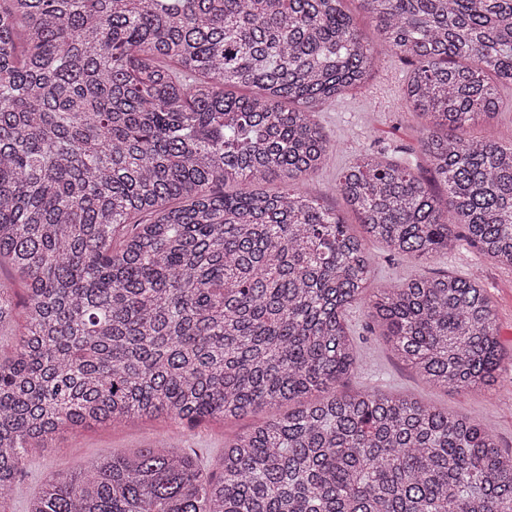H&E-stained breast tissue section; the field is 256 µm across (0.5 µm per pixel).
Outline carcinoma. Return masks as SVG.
I'll return each instance as SVG.
<instances>
[{
    "label": "carcinoma",
    "mask_w": 512,
    "mask_h": 512,
    "mask_svg": "<svg viewBox=\"0 0 512 512\" xmlns=\"http://www.w3.org/2000/svg\"><path fill=\"white\" fill-rule=\"evenodd\" d=\"M413 66L434 180L364 154L300 190L333 145L309 107L365 83L344 0H0V501L31 448L91 423L270 415L224 473L164 445L44 484L28 512H512V452L479 419L373 389L364 302L430 385H489L507 354L481 278L368 293L364 240L428 260L460 236L512 267V143L463 131L512 85V0H360ZM275 193L253 188L270 175ZM246 190L225 191L228 184ZM333 391L323 398L313 393Z\"/></svg>",
    "instance_id": "cac0c4a2"
}]
</instances>
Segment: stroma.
Masks as SVG:
<instances>
[{"label":"stroma","instance_id":"stroma-1","mask_svg":"<svg viewBox=\"0 0 512 512\" xmlns=\"http://www.w3.org/2000/svg\"><path fill=\"white\" fill-rule=\"evenodd\" d=\"M410 68L400 57L379 50L378 63L359 88L343 92L336 101L318 103L312 110L336 149L322 168L304 184L305 190L329 207L342 211L350 224L357 217L345 209L337 190L342 173L366 152H381L391 163L411 162L424 181H431L430 166L421 144L423 117L413 112L403 92ZM375 266L371 291L402 283L419 272L466 275L480 272L495 307L498 341L512 356V267L488 260L468 241H459L448 253L426 262L394 255L376 241L365 243ZM355 338L358 367L343 382L342 391L373 388L408 395L449 412L475 416L491 428L503 448L512 450V359L505 362L488 386L458 391L436 388L392 350L382 327L369 316L365 305H353L346 315ZM254 416L204 420L188 427L166 417L140 418L115 425L90 424L62 434L50 448L31 449L23 473L16 481L11 501L0 512H26L29 501L57 472H77L95 458L128 455L149 445L166 442L178 453L197 451L208 472L222 470L224 444L246 432Z\"/></svg>","mask_w":512,"mask_h":512}]
</instances>
